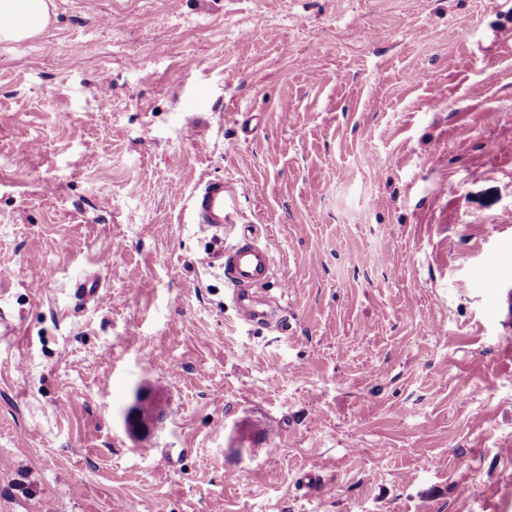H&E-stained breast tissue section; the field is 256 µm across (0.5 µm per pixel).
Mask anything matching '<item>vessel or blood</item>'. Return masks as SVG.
Returning a JSON list of instances; mask_svg holds the SVG:
<instances>
[{"mask_svg":"<svg viewBox=\"0 0 512 512\" xmlns=\"http://www.w3.org/2000/svg\"><path fill=\"white\" fill-rule=\"evenodd\" d=\"M228 208L226 182L209 179L196 188L191 198V220L219 235L223 233L229 218ZM217 257L235 299L240 320L247 324L268 323L271 319L270 311L262 307L250 288L269 278L274 264L273 246L267 242H258L243 232L225 241Z\"/></svg>","mask_w":512,"mask_h":512,"instance_id":"vessel-or-blood-1","label":"vessel or blood"}]
</instances>
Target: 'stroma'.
Segmentation results:
<instances>
[{
  "mask_svg": "<svg viewBox=\"0 0 512 512\" xmlns=\"http://www.w3.org/2000/svg\"><path fill=\"white\" fill-rule=\"evenodd\" d=\"M509 39L491 0H53L0 42V512H512ZM214 177L280 326L191 221ZM227 283L235 299L239 319L245 324H265L271 319V311L262 307L249 291L251 285L266 281L274 264V248L258 242L244 230L231 240L224 239V247L217 251Z\"/></svg>",
  "mask_w": 512,
  "mask_h": 512,
  "instance_id": "35a3bbf8",
  "label": "stroma"
}]
</instances>
